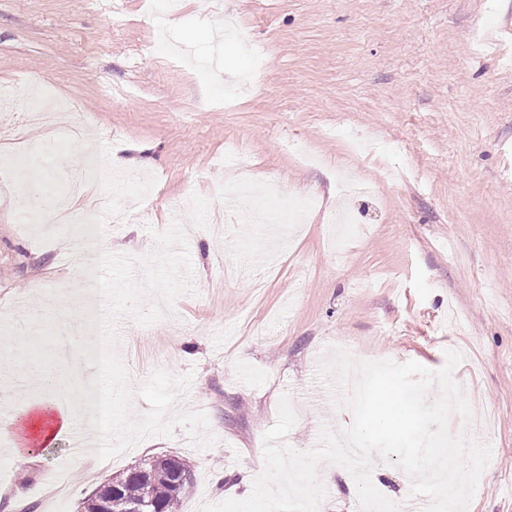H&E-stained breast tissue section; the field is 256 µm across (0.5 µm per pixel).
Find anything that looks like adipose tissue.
<instances>
[{"mask_svg":"<svg viewBox=\"0 0 512 512\" xmlns=\"http://www.w3.org/2000/svg\"><path fill=\"white\" fill-rule=\"evenodd\" d=\"M77 414V408H65L51 400L27 401L13 412L7 425L18 440L19 451L30 453L52 445L69 431Z\"/></svg>","mask_w":512,"mask_h":512,"instance_id":"ef3b65f1","label":"adipose tissue"}]
</instances>
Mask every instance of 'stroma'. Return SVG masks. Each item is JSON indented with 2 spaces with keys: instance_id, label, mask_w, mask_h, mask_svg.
<instances>
[{
  "instance_id": "obj_1",
  "label": "stroma",
  "mask_w": 512,
  "mask_h": 512,
  "mask_svg": "<svg viewBox=\"0 0 512 512\" xmlns=\"http://www.w3.org/2000/svg\"><path fill=\"white\" fill-rule=\"evenodd\" d=\"M0 0V90L12 92L0 133V397L42 399L33 365H9L25 318L86 319L102 311L74 233L35 234L32 198L66 190L68 169L108 149L113 169L155 183L140 215L108 224L107 252L141 257L173 219L187 244L194 292L158 322H118L116 351L138 388L152 371L191 375L174 412L201 411L217 442L194 448L182 428L101 461L97 434L71 432L33 455L0 431V512L22 491L24 512L57 501L55 473L91 465L59 512L112 474L153 456L181 458L193 483L180 512L230 498L225 476L262 473L263 435L282 396L297 420L285 438L315 448L353 414L325 347L360 360L414 361L452 378L470 420L452 434L490 444L468 512H512V0ZM71 100L76 135L33 169L46 130L28 112L32 87ZM232 102H225V93ZM246 142L267 220L226 195V144ZM375 182L339 197L343 176ZM314 198L303 223H278L287 201ZM319 512H356L343 466L317 468ZM371 479L407 505L411 477L373 460Z\"/></svg>"
}]
</instances>
